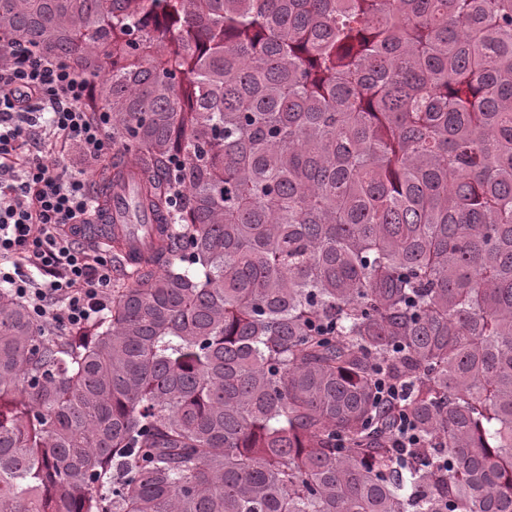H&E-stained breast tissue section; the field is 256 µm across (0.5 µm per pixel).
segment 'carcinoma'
<instances>
[{"instance_id":"1","label":"carcinoma","mask_w":512,"mask_h":512,"mask_svg":"<svg viewBox=\"0 0 512 512\" xmlns=\"http://www.w3.org/2000/svg\"><path fill=\"white\" fill-rule=\"evenodd\" d=\"M16 48L158 232L81 330L0 289V512H512V0H0Z\"/></svg>"}]
</instances>
